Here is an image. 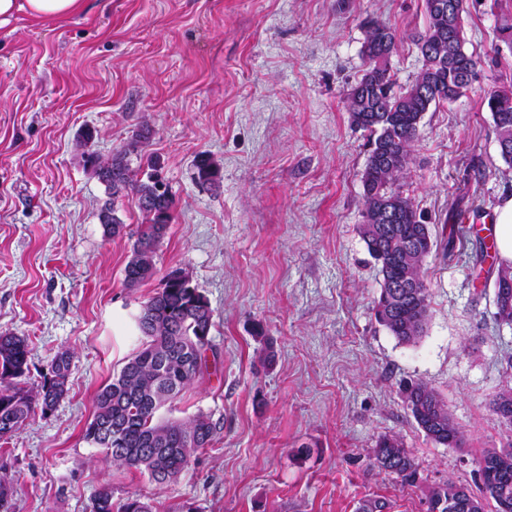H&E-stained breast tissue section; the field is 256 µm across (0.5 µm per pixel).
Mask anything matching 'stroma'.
Masks as SVG:
<instances>
[{"label": "stroma", "mask_w": 512, "mask_h": 512, "mask_svg": "<svg viewBox=\"0 0 512 512\" xmlns=\"http://www.w3.org/2000/svg\"><path fill=\"white\" fill-rule=\"evenodd\" d=\"M368 15L396 29L392 67L407 86L425 0H86L65 20L0 25V333L26 336L30 388L57 352L73 356L66 398L0 439L13 512H92L104 485L159 512H357L365 499L427 512L434 488H475L481 453L512 442L490 408L512 387V327L495 320L494 280L475 266L482 241L465 231L512 195L484 104L512 84V52L489 5L464 14L479 76L425 113L405 179L438 247L426 332L403 344L372 310L381 275L360 234L370 133L344 103ZM145 128L130 168L143 176L159 157L174 201L157 270L183 268L213 318L208 369L167 415L220 423L163 485L84 439L96 391L142 345L135 317L159 286L125 287L143 216L123 197L124 229L104 237L107 195L85 156L107 158ZM202 151L218 169L211 185L195 178ZM410 381L447 402L461 446L417 426L402 399ZM383 435L416 459L415 485L374 467Z\"/></svg>", "instance_id": "35a3bbf8"}]
</instances>
